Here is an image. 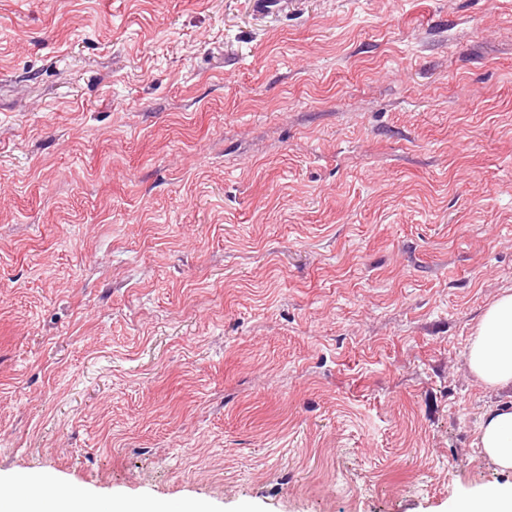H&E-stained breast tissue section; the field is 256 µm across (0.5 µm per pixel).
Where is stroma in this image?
Masks as SVG:
<instances>
[{
	"instance_id": "obj_1",
	"label": "stroma",
	"mask_w": 512,
	"mask_h": 512,
	"mask_svg": "<svg viewBox=\"0 0 512 512\" xmlns=\"http://www.w3.org/2000/svg\"><path fill=\"white\" fill-rule=\"evenodd\" d=\"M0 0V479L208 512L512 483V0ZM471 373L492 390L512 387V287L487 306L467 347ZM477 447L502 472H512V403L487 410L478 428Z\"/></svg>"
}]
</instances>
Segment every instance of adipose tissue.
Here are the masks:
<instances>
[{"label":"adipose tissue","instance_id":"ef3b65f1","mask_svg":"<svg viewBox=\"0 0 512 512\" xmlns=\"http://www.w3.org/2000/svg\"><path fill=\"white\" fill-rule=\"evenodd\" d=\"M471 373L484 387L497 390L512 386V287L503 289L487 306L467 347ZM477 446L503 472H512V403L490 407L477 435ZM41 481L0 482V512H107L88 499L81 487L65 488L61 497L43 499Z\"/></svg>","mask_w":512,"mask_h":512}]
</instances>
